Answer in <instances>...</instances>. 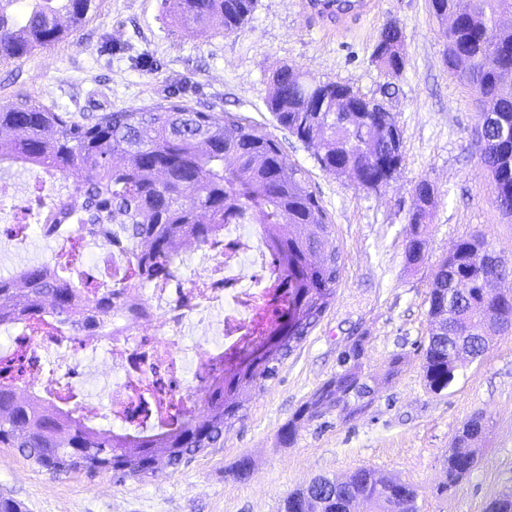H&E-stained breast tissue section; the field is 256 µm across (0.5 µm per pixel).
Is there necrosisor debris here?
<instances>
[{"instance_id": "necrosis-or-debris-1", "label": "necrosis or debris", "mask_w": 512, "mask_h": 512, "mask_svg": "<svg viewBox=\"0 0 512 512\" xmlns=\"http://www.w3.org/2000/svg\"><path fill=\"white\" fill-rule=\"evenodd\" d=\"M190 253L177 246L169 278L150 283L136 303L117 302L111 326L79 334L52 319L13 327L25 365L15 392L58 400L75 384L79 357L102 351L112 372L113 418L125 419L151 396L194 405L225 350L259 339L272 324L283 275L259 224L222 226L191 267L185 263ZM189 335L195 339L190 350ZM188 356L196 363L189 379L182 373Z\"/></svg>"}]
</instances>
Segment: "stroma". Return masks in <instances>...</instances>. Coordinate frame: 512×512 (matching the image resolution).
I'll return each instance as SVG.
<instances>
[{"instance_id":"obj_1","label":"stroma","mask_w":512,"mask_h":512,"mask_svg":"<svg viewBox=\"0 0 512 512\" xmlns=\"http://www.w3.org/2000/svg\"><path fill=\"white\" fill-rule=\"evenodd\" d=\"M97 10L64 42L0 64V105L28 94L60 112L137 110L185 87V101L266 126L288 164L302 168L331 219L342 276L318 324L283 361L275 381L247 404L224 443L189 463L143 480L111 473L54 476L14 448L0 447V496L23 512H278L282 498L319 475L366 467L413 484L420 512H485L512 488V329L494 336L485 357L467 363L443 392L426 386L422 349L430 322L427 297L439 260L462 237L485 233L512 263V219L492 202L479 160L481 111L471 90L444 63L446 40L428 0H367L363 11L329 20L304 0H258L238 32L201 36L174 27L162 0H96ZM404 33L405 69L386 73L374 60L388 21ZM112 49L101 52L103 35ZM156 69H149V61ZM283 65L315 81L350 85L392 112L403 134V161L390 185L367 191L323 171L314 146L277 127L267 102L272 72ZM434 188L425 260L405 257L407 219L420 180ZM37 230L0 238V275L52 255ZM363 337V364L376 378L371 404L343 419L331 413L303 423L292 444L280 428L339 369V356ZM403 359L388 376L393 355ZM487 416L478 465L440 493V462L457 427L474 412ZM249 473L232 475L240 461Z\"/></svg>"}]
</instances>
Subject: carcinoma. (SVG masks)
Segmentation results:
<instances>
[{
    "label": "carcinoma",
    "instance_id": "carcinoma-1",
    "mask_svg": "<svg viewBox=\"0 0 512 512\" xmlns=\"http://www.w3.org/2000/svg\"><path fill=\"white\" fill-rule=\"evenodd\" d=\"M95 0H0V64L37 49L75 40L91 18ZM445 30L448 66L484 105L492 132L480 161L493 185V204L512 217V90L503 82L512 70V28L498 18L512 15V0H429ZM172 25L201 35L231 34L252 16L257 0H163ZM374 57L391 76L405 68L403 32L395 21L383 28ZM268 108L278 126L318 148L320 167L366 189L389 185L402 162L403 136L392 113L347 84L314 82L291 68L272 76ZM36 166L54 171L72 187L37 217L40 233H73L100 241L121 262L106 263L91 285L73 265L44 262L0 277V324L34 323L48 317L80 332L85 321L107 323L112 299L132 297L133 268L143 281L170 274L171 248L187 238L197 248L210 243L217 226L234 221L268 226L280 250L288 299L266 340L288 328L293 337L251 364L242 353L202 392V409L157 430L132 435L98 430L52 401L18 399L0 381V447L16 448L52 474L107 471L119 482L151 478L176 468L216 444L243 417L247 397L262 392L279 366L320 321L342 276L333 224L303 171L291 166L265 127L233 115L189 106L172 93L137 112H57L23 95L0 108V166ZM408 219L405 256L424 261L432 185L421 180ZM506 276V262L483 235L461 238L444 257L428 293L431 332L423 349V377L435 393L454 381L463 361L490 349V326L512 327V305H500L487 277ZM362 340L351 344L340 370L320 385L282 427L291 443L302 423L336 410L346 418L362 412L374 392L365 372ZM485 432L478 412L457 429L443 456L448 490L476 464L472 442ZM279 512H419L417 491L399 478L359 468L342 479L320 476L291 491Z\"/></svg>",
    "mask_w": 512,
    "mask_h": 512
}]
</instances>
